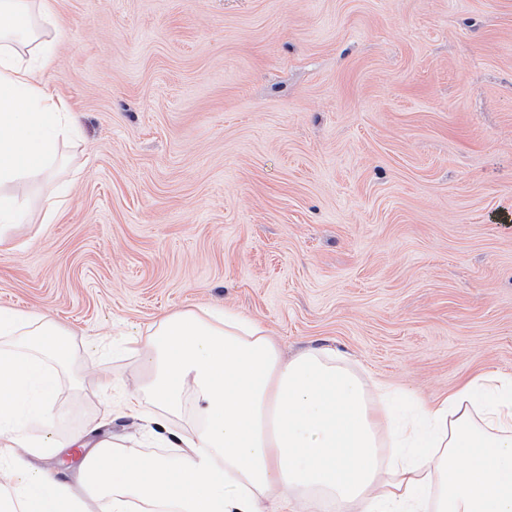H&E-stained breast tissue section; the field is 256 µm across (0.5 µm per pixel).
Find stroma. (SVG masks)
<instances>
[{
  "instance_id": "stroma-1",
  "label": "stroma",
  "mask_w": 512,
  "mask_h": 512,
  "mask_svg": "<svg viewBox=\"0 0 512 512\" xmlns=\"http://www.w3.org/2000/svg\"><path fill=\"white\" fill-rule=\"evenodd\" d=\"M80 136L0 309L72 329L54 432L141 387L122 343L210 307L430 400L512 376V0H56ZM112 371L98 388L99 369Z\"/></svg>"
}]
</instances>
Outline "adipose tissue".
<instances>
[{"label":"adipose tissue","instance_id":"obj_1","mask_svg":"<svg viewBox=\"0 0 512 512\" xmlns=\"http://www.w3.org/2000/svg\"><path fill=\"white\" fill-rule=\"evenodd\" d=\"M54 0H0V224L24 221L27 183L56 176L76 130L43 74L54 64ZM66 329L0 310V512H296L298 501L349 512H512V376L477 373L407 406L365 382L334 350L284 357L259 322L230 311L169 314L126 356L147 371L127 417L165 435V456L56 437L52 408L72 360ZM192 393L199 422L166 435ZM88 447L78 486L33 458Z\"/></svg>","mask_w":512,"mask_h":512}]
</instances>
